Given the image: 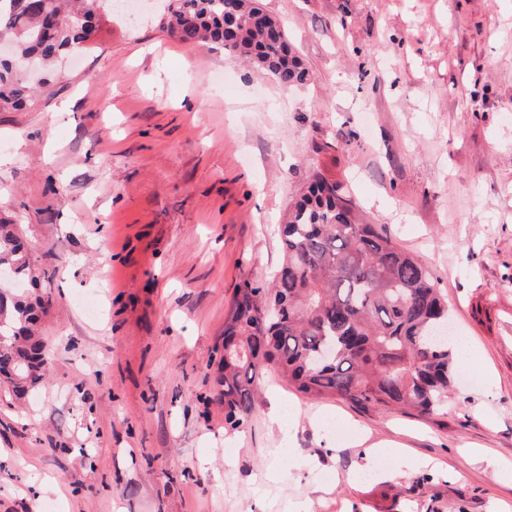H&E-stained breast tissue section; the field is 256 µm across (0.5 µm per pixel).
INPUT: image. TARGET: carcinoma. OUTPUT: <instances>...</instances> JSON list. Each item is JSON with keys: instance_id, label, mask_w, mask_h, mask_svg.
Wrapping results in <instances>:
<instances>
[{"instance_id": "1", "label": "carcinoma", "mask_w": 512, "mask_h": 512, "mask_svg": "<svg viewBox=\"0 0 512 512\" xmlns=\"http://www.w3.org/2000/svg\"><path fill=\"white\" fill-rule=\"evenodd\" d=\"M257 0H169L160 25L181 42L231 49L282 87L308 72L287 36L253 21ZM112 0H0V42L44 69L91 41ZM35 88L0 61V112L33 103ZM282 264L265 286L246 280L224 325V358L214 380L224 420L246 424L259 408L256 381L267 369L309 397L335 396L363 413L410 410L445 417L455 373L448 340V302L426 268L353 211L343 185L321 174L280 225ZM35 279L13 225L0 220V264ZM0 371L26 361L47 371L50 360L31 325V301L0 289Z\"/></svg>"}]
</instances>
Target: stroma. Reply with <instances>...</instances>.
<instances>
[{
  "label": "stroma",
  "mask_w": 512,
  "mask_h": 512,
  "mask_svg": "<svg viewBox=\"0 0 512 512\" xmlns=\"http://www.w3.org/2000/svg\"><path fill=\"white\" fill-rule=\"evenodd\" d=\"M260 4L306 84L119 13L0 112V218L51 358L26 396L0 384V512H512V0ZM317 172L448 300L440 422L271 371L252 421L224 425L235 291L273 275ZM6 263L11 274L18 279L35 280V272L30 264L28 251L25 249L17 230L12 224L0 220V265Z\"/></svg>",
  "instance_id": "obj_1"
}]
</instances>
